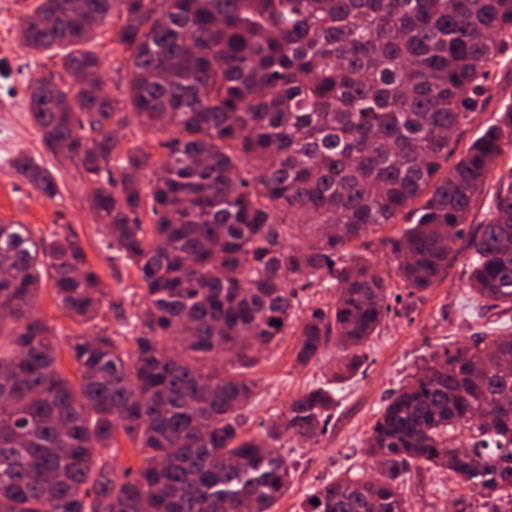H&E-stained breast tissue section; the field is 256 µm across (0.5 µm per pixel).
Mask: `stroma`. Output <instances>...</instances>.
Segmentation results:
<instances>
[{
	"label": "stroma",
	"mask_w": 512,
	"mask_h": 512,
	"mask_svg": "<svg viewBox=\"0 0 512 512\" xmlns=\"http://www.w3.org/2000/svg\"><path fill=\"white\" fill-rule=\"evenodd\" d=\"M24 8L18 0H0V129L9 131L0 140V223L29 225L38 238H50L53 231L72 230L81 241L89 261L95 266L112 294L102 307L98 323L116 327L118 317L131 311L143 297L142 283L135 268L112 262L85 199V176L72 163L58 165L43 146L39 131L28 112L27 84L39 75L45 55H33L20 47L17 36ZM492 91L482 111L473 113L456 145L468 144L493 124L505 106L512 104V48L506 50L491 81ZM33 157L54 171L59 193L48 199L36 192L11 166L18 155ZM383 274L390 292L399 294L391 311L365 349L362 368L351 378L331 382L339 352L328 343L319 360L307 366L296 362L295 337H287L265 353L248 372L258 381L255 395L246 407V426L258 430L260 422L276 417L288 403L309 387L332 383L336 412L327 431L317 442L289 440L284 450L294 460L292 485L276 506L277 512H299L308 489L338 477L345 471H359L366 461L364 441L389 392L411 372L415 362L438 345L468 341L475 336L512 328V311L490 309L476 314V302L467 287L464 255L448 261V273L440 285L410 299L393 264L379 245L363 252ZM465 485L447 472L434 469L411 471L405 497L411 512H451V501L467 494Z\"/></svg>",
	"instance_id": "35a3bbf8"
}]
</instances>
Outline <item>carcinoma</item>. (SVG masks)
I'll return each instance as SVG.
<instances>
[{"label":"carcinoma","instance_id":"obj_1","mask_svg":"<svg viewBox=\"0 0 512 512\" xmlns=\"http://www.w3.org/2000/svg\"><path fill=\"white\" fill-rule=\"evenodd\" d=\"M110 16L127 95L74 94L68 76L101 71L82 46ZM19 39L59 58L29 80L31 118L59 165L82 167L112 261L144 295L119 328L67 342L73 381L35 310L42 279L78 324L111 289L74 234L47 245L0 224V512H274L295 474L279 449L321 434L336 399L312 387L247 431L246 371L291 334L299 364L333 338L335 376L358 372L391 307L355 249L404 214L415 222L381 244L407 297L444 280L461 241L479 306L512 309V180L467 223L512 153V106L448 166L512 44V0H34ZM131 113L167 135L161 152L119 148ZM12 167L58 193L33 158ZM309 288L335 304L311 306ZM505 394L512 331L440 346L378 411L372 464L310 488L302 512H408L406 476L424 465L471 487L454 512H512ZM121 434L141 465L114 478ZM511 171V172H510ZM512 175V156L507 155L500 162V164L496 167L493 174L489 177V182L486 186V190L483 195L479 198L475 208L472 211L471 219H474V224H479V222L483 219V215L487 210L488 204L491 201L492 194L494 192V187L499 180L500 176H504L505 178Z\"/></svg>","mask_w":512,"mask_h":512}]
</instances>
